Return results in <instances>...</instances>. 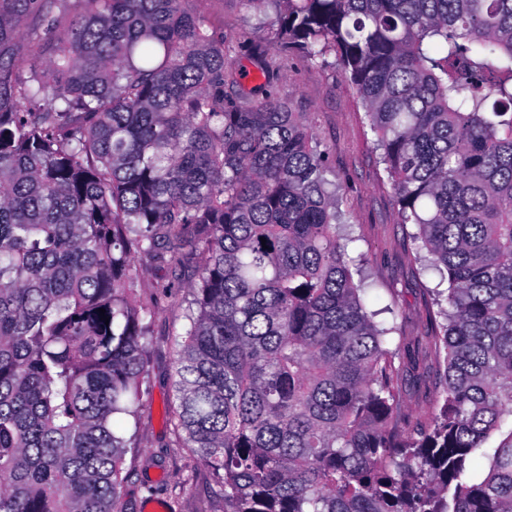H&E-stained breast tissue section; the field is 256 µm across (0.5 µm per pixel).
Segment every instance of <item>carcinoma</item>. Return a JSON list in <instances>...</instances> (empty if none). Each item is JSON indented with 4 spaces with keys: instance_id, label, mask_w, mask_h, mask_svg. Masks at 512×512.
<instances>
[{
    "instance_id": "1",
    "label": "carcinoma",
    "mask_w": 512,
    "mask_h": 512,
    "mask_svg": "<svg viewBox=\"0 0 512 512\" xmlns=\"http://www.w3.org/2000/svg\"><path fill=\"white\" fill-rule=\"evenodd\" d=\"M58 2L0 0V512H127L154 314L135 256L181 249L200 264L174 418L224 512H512V431L483 448L512 418V0H247L311 63L335 53L440 275L424 429L311 113L244 91L184 0H83L59 35ZM41 30L54 54L22 78Z\"/></svg>"
}]
</instances>
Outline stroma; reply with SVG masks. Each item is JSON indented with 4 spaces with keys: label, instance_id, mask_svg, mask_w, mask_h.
Instances as JSON below:
<instances>
[{
    "label": "stroma",
    "instance_id": "obj_1",
    "mask_svg": "<svg viewBox=\"0 0 512 512\" xmlns=\"http://www.w3.org/2000/svg\"><path fill=\"white\" fill-rule=\"evenodd\" d=\"M186 6L200 11L210 30L232 42L228 62L238 69H252L244 35L258 31L268 58L280 63L276 95L292 98L296 111L312 113L340 186L345 223L340 241L352 269L361 270L368 284L362 295L367 310L376 312L378 323L396 329L389 340L401 346L397 361L406 371L405 411L411 423H426L445 387V353L434 345L438 308L431 295L440 277L415 258L417 228L399 222L397 197L354 87L335 55L314 65L284 50L274 37L273 14L253 10L247 0H187ZM137 268L138 300H156L157 307L150 322L137 444L125 461L132 475L123 498L128 512H145L154 500L165 512H221V504L209 495L208 474L191 449L182 447L171 421L176 337L188 326L186 286L195 279L196 261L185 254L174 263L144 255ZM173 278L179 279L180 289L172 297L161 296L158 284Z\"/></svg>",
    "mask_w": 512,
    "mask_h": 512
}]
</instances>
